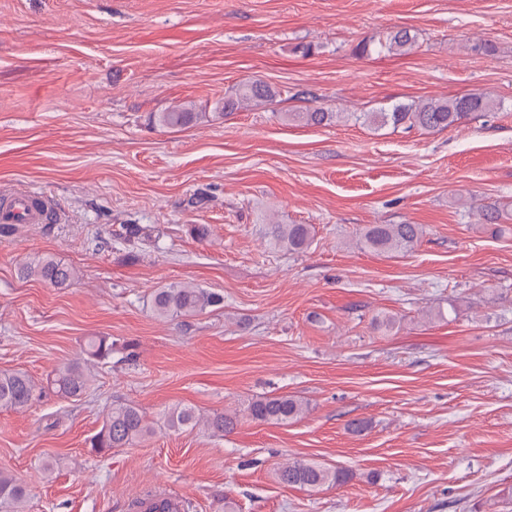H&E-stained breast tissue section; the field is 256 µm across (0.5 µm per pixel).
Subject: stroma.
<instances>
[{
    "label": "stroma",
    "instance_id": "obj_1",
    "mask_svg": "<svg viewBox=\"0 0 512 512\" xmlns=\"http://www.w3.org/2000/svg\"><path fill=\"white\" fill-rule=\"evenodd\" d=\"M401 28L411 53L356 55ZM249 79L275 98L218 115ZM468 93L501 107L442 131L281 118ZM180 105L209 121L151 123ZM2 188L49 192L60 219L0 234V372L43 384L88 337L113 342L82 397L0 411L24 512H132L161 483L187 512H512V223L478 215L512 209V0H0ZM273 220L310 225L309 248L275 249ZM370 224L425 232L380 255L360 242ZM46 256L78 278L19 276ZM178 281L223 301L157 318L154 290ZM272 394L309 411L243 417ZM117 401L157 430L97 453ZM177 405L241 418L219 438L163 428ZM291 458L355 477L291 488Z\"/></svg>",
    "mask_w": 512,
    "mask_h": 512
}]
</instances>
